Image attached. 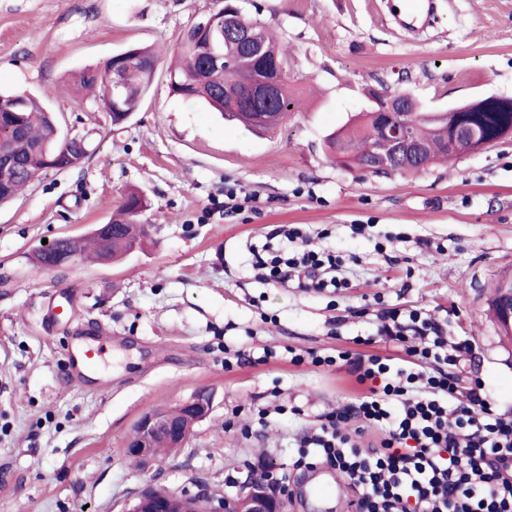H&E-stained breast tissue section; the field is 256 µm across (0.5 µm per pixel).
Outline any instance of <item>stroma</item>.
<instances>
[{"label": "stroma", "mask_w": 512, "mask_h": 512, "mask_svg": "<svg viewBox=\"0 0 512 512\" xmlns=\"http://www.w3.org/2000/svg\"><path fill=\"white\" fill-rule=\"evenodd\" d=\"M236 4L286 47L288 82L305 100L269 137L172 95L163 61L118 130L98 124L99 100L64 87L129 46L177 47L218 0H0V89L40 96L63 131L92 143L81 167L41 172L0 204V512H127L148 485L218 502L265 465L285 478L287 512H329L305 493L315 471L291 466L294 439L367 393L353 358L404 356L374 335L394 306L472 341L454 371L459 392L481 380L512 417V337L490 309L512 278V137L388 177L343 168L325 147L367 87L431 109L512 98V0H436L434 27L418 35L395 28L385 0ZM228 186L251 198L229 217ZM134 188L149 201L141 249L34 272L44 241L106 223ZM288 225L342 257L345 288L257 282L247 243ZM62 288L77 303L56 324L47 305ZM94 322L113 335L97 373L61 386L68 348ZM311 351L334 364L314 366ZM200 391L212 410L185 446L131 463L123 448L139 419Z\"/></svg>", "instance_id": "obj_1"}]
</instances>
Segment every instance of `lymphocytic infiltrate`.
I'll return each mask as SVG.
<instances>
[{"instance_id":"f902f5d3","label":"lymphocytic infiltrate","mask_w":512,"mask_h":512,"mask_svg":"<svg viewBox=\"0 0 512 512\" xmlns=\"http://www.w3.org/2000/svg\"><path fill=\"white\" fill-rule=\"evenodd\" d=\"M278 233L299 248L256 256L261 280L316 292L345 287L335 275L340 258L301 247L298 228ZM379 321V336L406 343L405 358L358 362L369 394L303 433L293 468L346 474L361 490L358 512H512V419L494 412L482 383L459 395L452 368L468 342L449 343L443 326L417 310L389 308ZM351 421L380 428L379 444L351 440L342 430Z\"/></svg>"}]
</instances>
